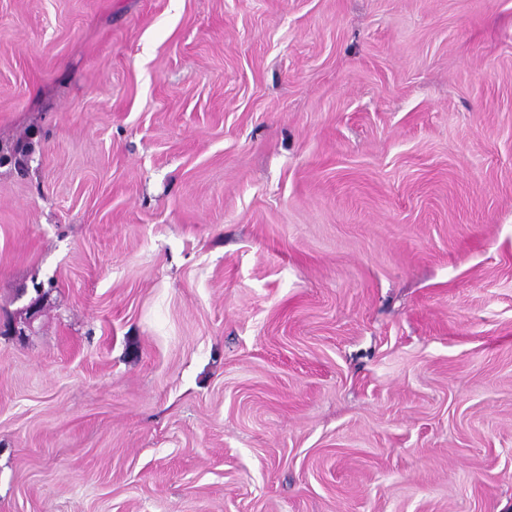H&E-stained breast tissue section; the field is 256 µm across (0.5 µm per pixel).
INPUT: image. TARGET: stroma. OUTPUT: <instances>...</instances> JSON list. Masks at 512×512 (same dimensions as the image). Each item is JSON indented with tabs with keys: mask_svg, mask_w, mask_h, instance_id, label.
Returning <instances> with one entry per match:
<instances>
[{
	"mask_svg": "<svg viewBox=\"0 0 512 512\" xmlns=\"http://www.w3.org/2000/svg\"><path fill=\"white\" fill-rule=\"evenodd\" d=\"M0 512H512V0H0Z\"/></svg>",
	"mask_w": 512,
	"mask_h": 512,
	"instance_id": "35a3bbf8",
	"label": "stroma"
}]
</instances>
